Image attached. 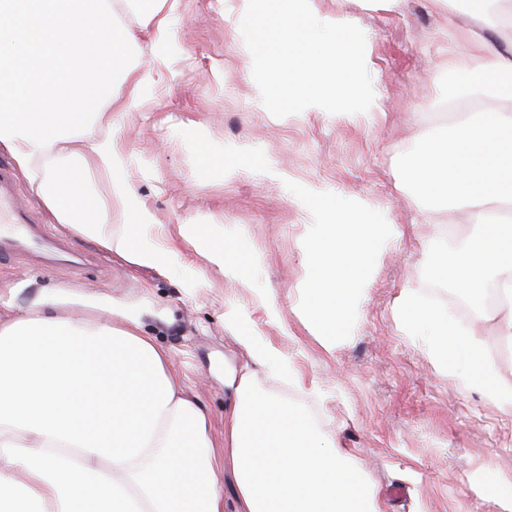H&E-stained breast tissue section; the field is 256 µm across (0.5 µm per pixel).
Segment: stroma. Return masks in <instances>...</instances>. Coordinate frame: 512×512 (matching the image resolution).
I'll list each match as a JSON object with an SVG mask.
<instances>
[{"label": "stroma", "instance_id": "stroma-1", "mask_svg": "<svg viewBox=\"0 0 512 512\" xmlns=\"http://www.w3.org/2000/svg\"><path fill=\"white\" fill-rule=\"evenodd\" d=\"M319 20L342 17L365 35L372 114L305 110L277 118L261 102L242 33L241 0H177L174 41L139 109L114 116L129 155L136 195L163 224L196 225L199 242L165 272L133 268L109 256L107 267L38 268L0 259V320L23 316L31 301L59 288L122 303L146 335L168 351L174 370L209 418L216 456L224 454V368L244 357L225 322L242 310L289 357L315 394L271 374L269 393L302 405L323 431L350 449L387 503V512H502L473 485L474 472L512 487V416L453 373L437 370L421 336L404 333L396 302L405 288L430 301L447 293L426 260L414 226L431 201L411 186L405 161L424 128L446 125L449 98L468 86L435 62L456 48L462 8L440 15L428 0H311ZM242 175H225L228 164ZM365 203L369 224H397L382 243L373 281L332 350L307 316L308 245L318 208ZM226 242L244 258L245 280L208 265L203 242ZM259 264H248L251 254ZM204 278L188 287V268ZM273 295L279 321L257 296Z\"/></svg>", "mask_w": 512, "mask_h": 512}]
</instances>
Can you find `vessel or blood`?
Instances as JSON below:
<instances>
[{"label": "vessel or blood", "mask_w": 512, "mask_h": 512, "mask_svg": "<svg viewBox=\"0 0 512 512\" xmlns=\"http://www.w3.org/2000/svg\"><path fill=\"white\" fill-rule=\"evenodd\" d=\"M13 183L12 170L0 162V223L11 227L9 233H0V257L24 252L38 266L85 265V256L74 254L66 242L43 234L28 205L15 197Z\"/></svg>", "instance_id": "b4317fda"}]
</instances>
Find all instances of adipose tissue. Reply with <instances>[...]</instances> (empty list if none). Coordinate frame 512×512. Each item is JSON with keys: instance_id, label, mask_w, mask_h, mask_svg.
Segmentation results:
<instances>
[{"instance_id": "ef3b65f1", "label": "adipose tissue", "mask_w": 512, "mask_h": 512, "mask_svg": "<svg viewBox=\"0 0 512 512\" xmlns=\"http://www.w3.org/2000/svg\"><path fill=\"white\" fill-rule=\"evenodd\" d=\"M137 28L112 0H0V149L7 150L58 224L127 264L181 263L183 227L163 231L138 204L120 136L87 137L108 112L139 107L170 38L172 0H129ZM441 72L476 74L492 103L459 110L444 133L424 130L406 161L414 190L466 215L472 232L455 250H429L435 271L471 298L494 291L488 316L499 347L512 350V0H466ZM152 64L132 62L137 35ZM125 222L112 229V212ZM310 245L309 320L333 349L364 298L382 239L395 224H366L359 210L316 214ZM407 333L425 332L433 365L460 370L512 414V375L486 357L484 332L461 328L405 289ZM248 361L225 374L224 466L236 512H385L379 490L302 406L256 385L279 367L303 379L270 341L244 331ZM208 418L172 371L166 350L120 303L59 292L25 316L0 320V512H225L211 472Z\"/></svg>"}]
</instances>
